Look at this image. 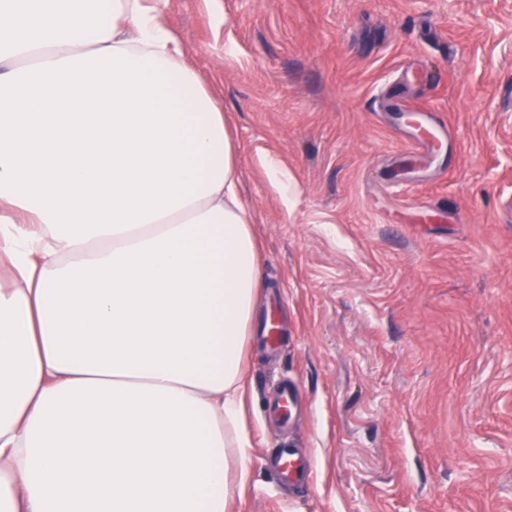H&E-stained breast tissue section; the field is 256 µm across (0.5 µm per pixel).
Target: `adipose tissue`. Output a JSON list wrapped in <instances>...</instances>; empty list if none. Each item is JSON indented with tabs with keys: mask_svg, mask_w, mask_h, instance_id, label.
<instances>
[{
	"mask_svg": "<svg viewBox=\"0 0 512 512\" xmlns=\"http://www.w3.org/2000/svg\"><path fill=\"white\" fill-rule=\"evenodd\" d=\"M166 0H0V512H229L262 287Z\"/></svg>",
	"mask_w": 512,
	"mask_h": 512,
	"instance_id": "1",
	"label": "adipose tissue"
}]
</instances>
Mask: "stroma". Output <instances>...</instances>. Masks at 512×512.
Returning a JSON list of instances; mask_svg holds the SVG:
<instances>
[{"label": "stroma", "instance_id": "1", "mask_svg": "<svg viewBox=\"0 0 512 512\" xmlns=\"http://www.w3.org/2000/svg\"><path fill=\"white\" fill-rule=\"evenodd\" d=\"M224 103L265 287L232 512H512V0H167ZM447 148L407 147L399 107ZM288 427L265 412L282 380ZM310 461L285 486L278 448ZM401 112H416L413 116L415 125L408 142L412 152L432 155L441 151L448 140L444 127L435 125L426 110L419 107L404 105Z\"/></svg>", "mask_w": 512, "mask_h": 512}]
</instances>
